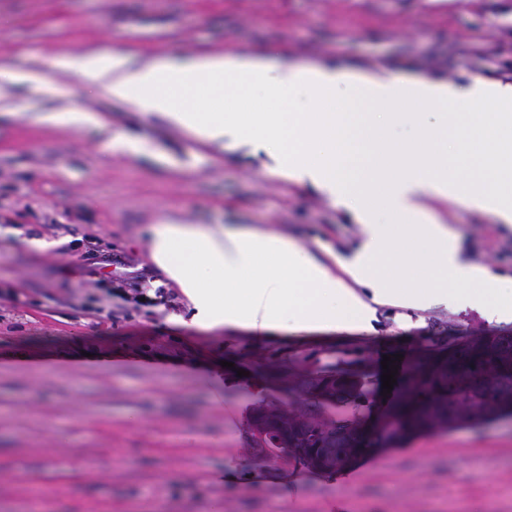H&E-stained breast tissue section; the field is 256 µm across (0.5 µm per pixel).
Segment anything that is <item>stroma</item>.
Instances as JSON below:
<instances>
[{"label":"stroma","instance_id":"stroma-1","mask_svg":"<svg viewBox=\"0 0 512 512\" xmlns=\"http://www.w3.org/2000/svg\"><path fill=\"white\" fill-rule=\"evenodd\" d=\"M100 47L511 81L512 0H0V512H512V416L419 433L333 474L267 459L250 425L258 404L323 417L305 381L366 370L373 418L404 390L381 394L383 357L512 324L390 305L367 331L180 323L182 296L147 253L160 216L261 225L317 254H349L359 227L262 158L215 152L58 64ZM16 71L47 90L16 86ZM64 109L110 125L41 119ZM116 136L137 150L113 149ZM445 218L467 259L512 275V230L462 203ZM93 249L109 262L92 265ZM145 280L165 302H131Z\"/></svg>","mask_w":512,"mask_h":512}]
</instances>
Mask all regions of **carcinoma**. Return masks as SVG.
Masks as SVG:
<instances>
[{
	"mask_svg": "<svg viewBox=\"0 0 512 512\" xmlns=\"http://www.w3.org/2000/svg\"><path fill=\"white\" fill-rule=\"evenodd\" d=\"M470 338V334L461 333L446 340L438 339L428 349V353L437 354L449 347L455 348L461 367L439 373L433 379L410 389L411 395L400 398L389 410L393 424L403 430L396 441L408 435L429 431L430 422L437 414H452L460 404L464 405L468 414L491 412L501 403L512 404V333L490 336L491 351L485 354L472 352ZM327 378L333 380V393L318 400V403L339 408L342 416L323 420L325 429L319 433L306 430L295 448H287L275 436H270L264 443L268 459L293 455L299 448H316L336 457V469H341L339 462L349 453L343 441V431L349 424L360 420L356 414L357 400L368 396L369 390L364 379L352 380L350 375L341 372L312 378L306 383V388L314 389Z\"/></svg>",
	"mask_w": 512,
	"mask_h": 512,
	"instance_id": "carcinoma-1",
	"label": "carcinoma"
}]
</instances>
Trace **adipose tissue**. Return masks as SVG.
Returning <instances> with one entry per match:
<instances>
[{"label":"adipose tissue","mask_w":512,"mask_h":512,"mask_svg":"<svg viewBox=\"0 0 512 512\" xmlns=\"http://www.w3.org/2000/svg\"><path fill=\"white\" fill-rule=\"evenodd\" d=\"M66 64L202 144L265 154L269 176L312 187L360 226L358 246L331 264L267 228L160 217L146 229L149 257L187 299L193 326L365 329L377 307L435 304L476 306L490 322H512V276L466 259L437 213L462 201L512 224V83L460 88L423 72L274 63L254 53L140 60L102 47ZM203 88L218 101L258 94L280 108L246 120L200 112L191 98ZM482 103L494 112L479 111ZM403 127L412 140L398 137ZM433 272L455 288L431 283Z\"/></svg>","instance_id":"ef3b65f1"}]
</instances>
